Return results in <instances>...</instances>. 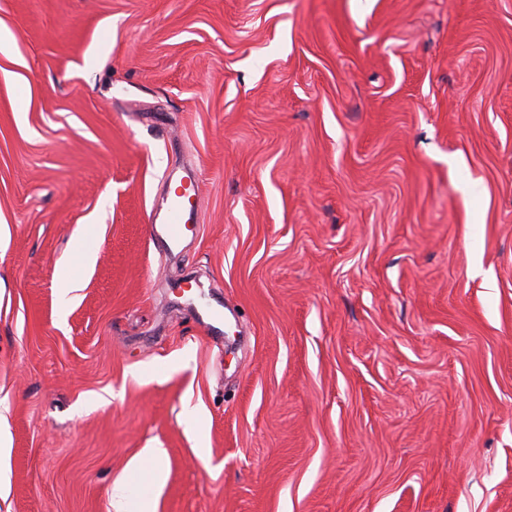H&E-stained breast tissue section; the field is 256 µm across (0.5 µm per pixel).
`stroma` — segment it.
Wrapping results in <instances>:
<instances>
[{"mask_svg": "<svg viewBox=\"0 0 512 512\" xmlns=\"http://www.w3.org/2000/svg\"><path fill=\"white\" fill-rule=\"evenodd\" d=\"M0 433V512H512V0H0ZM199 180L194 175L184 177L172 194L167 196V209L163 222L164 239L177 246L187 231H193L197 221L196 199Z\"/></svg>", "mask_w": 512, "mask_h": 512, "instance_id": "obj_1", "label": "stroma"}]
</instances>
